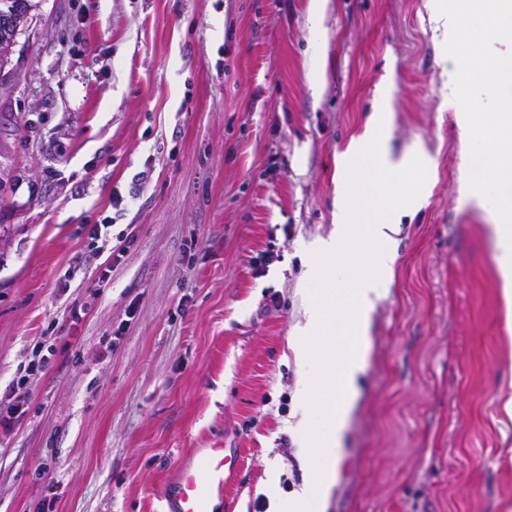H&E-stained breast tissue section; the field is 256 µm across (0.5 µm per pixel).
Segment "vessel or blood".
Here are the masks:
<instances>
[{
	"label": "vessel or blood",
	"mask_w": 512,
	"mask_h": 512,
	"mask_svg": "<svg viewBox=\"0 0 512 512\" xmlns=\"http://www.w3.org/2000/svg\"><path fill=\"white\" fill-rule=\"evenodd\" d=\"M236 467L223 449L207 448L200 468L182 469L167 497L169 512H218L228 474Z\"/></svg>",
	"instance_id": "1"
}]
</instances>
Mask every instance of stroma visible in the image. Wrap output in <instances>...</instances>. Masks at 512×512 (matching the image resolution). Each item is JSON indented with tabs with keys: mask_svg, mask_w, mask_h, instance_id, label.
Returning a JSON list of instances; mask_svg holds the SVG:
<instances>
[{
	"mask_svg": "<svg viewBox=\"0 0 512 512\" xmlns=\"http://www.w3.org/2000/svg\"><path fill=\"white\" fill-rule=\"evenodd\" d=\"M35 2L0 91V397L33 338L61 348L0 431V512H164L217 445L238 465L225 512L310 485L291 343L384 101L383 150L428 178L322 512H512L495 186L462 188L430 0H326L315 24L311 0ZM106 216L135 241L102 289L86 227Z\"/></svg>",
	"mask_w": 512,
	"mask_h": 512,
	"instance_id": "35a3bbf8",
	"label": "stroma"
}]
</instances>
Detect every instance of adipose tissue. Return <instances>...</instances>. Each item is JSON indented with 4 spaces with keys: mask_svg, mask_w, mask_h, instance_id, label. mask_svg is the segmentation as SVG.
<instances>
[{
    "mask_svg": "<svg viewBox=\"0 0 512 512\" xmlns=\"http://www.w3.org/2000/svg\"><path fill=\"white\" fill-rule=\"evenodd\" d=\"M473 3L492 18L497 32L512 38V0H435L433 19L445 38H475V31L461 23L463 12ZM462 174L475 191H482L490 180L497 188L496 262L503 299L512 314V143L493 141L466 151Z\"/></svg>",
    "mask_w": 512,
    "mask_h": 512,
    "instance_id": "adipose-tissue-1",
    "label": "adipose tissue"
}]
</instances>
